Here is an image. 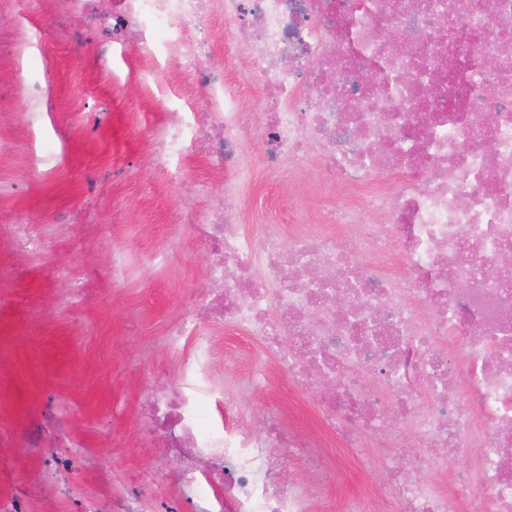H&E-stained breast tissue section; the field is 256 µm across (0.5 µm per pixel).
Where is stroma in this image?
<instances>
[{"instance_id":"stroma-1","label":"stroma","mask_w":512,"mask_h":512,"mask_svg":"<svg viewBox=\"0 0 512 512\" xmlns=\"http://www.w3.org/2000/svg\"><path fill=\"white\" fill-rule=\"evenodd\" d=\"M50 13L49 0H0V19L19 18L30 46L22 71L0 73V136L11 145L0 152V220L46 243L20 254L0 239V496L22 495L26 512H84L90 500L106 510L135 478L153 474L161 500L192 512L141 404L154 386L185 382L193 341L167 333L187 297L204 292L212 256L183 216L206 213L227 173L193 151L162 171L146 166L172 106L152 64L116 44L109 75H100L93 35L53 25ZM208 24L217 36L212 61L250 117L238 148L245 173L229 200L241 233L259 236L275 224L285 247L326 201L359 208L361 192L336 187L316 151L300 166L268 163L251 56L236 47L232 22L214 15ZM35 82L55 106L33 132L26 88ZM209 331L206 378L235 425L251 431L275 414L334 458L335 471L319 477L288 471L312 490L311 512H340L344 500L373 490L377 442L338 446L321 431L313 391L293 383L258 341L222 323ZM260 366L268 381L256 387L249 372Z\"/></svg>"}]
</instances>
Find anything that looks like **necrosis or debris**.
<instances>
[{
	"mask_svg": "<svg viewBox=\"0 0 512 512\" xmlns=\"http://www.w3.org/2000/svg\"><path fill=\"white\" fill-rule=\"evenodd\" d=\"M107 48L135 38L151 59H175L200 89L203 112L172 110L147 156L180 158L188 146L223 159L232 177L246 126L224 70L209 63L219 14L254 56L264 91L267 157L304 162L317 147L323 171L364 191L384 213L376 234L356 213L325 205L321 220L354 235L298 228L288 249L278 230L249 238L216 198L201 238L215 260L208 282L221 319L259 341L302 386L329 384L319 418L345 448L362 435L387 452L382 478L343 512H512V0H52ZM401 34L379 39L381 29ZM501 62L496 71L486 59ZM372 74L364 83L363 74ZM399 257L401 277L379 275L365 253ZM499 263L496 277L482 274ZM376 379L387 401L365 387ZM202 391L153 389L148 407L180 466L195 512H310L307 492L284 484L273 447L304 442L278 423L264 434L234 429L223 402L202 423ZM410 421L420 451L401 474L393 425ZM475 449L477 471L454 469L450 493L425 475L434 460ZM208 461L199 469V461Z\"/></svg>",
	"mask_w": 512,
	"mask_h": 512,
	"instance_id": "4bbe7bcc",
	"label": "necrosis or debris"
}]
</instances>
